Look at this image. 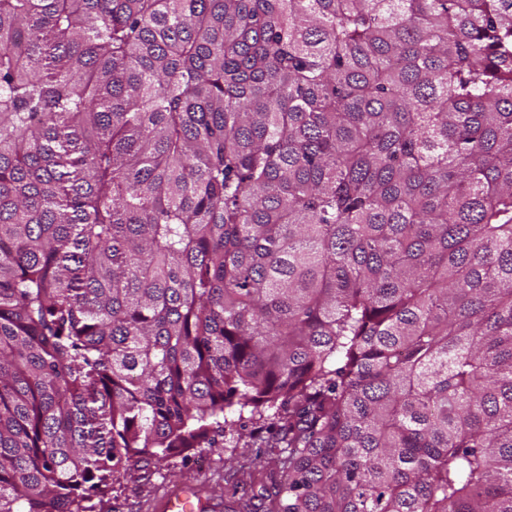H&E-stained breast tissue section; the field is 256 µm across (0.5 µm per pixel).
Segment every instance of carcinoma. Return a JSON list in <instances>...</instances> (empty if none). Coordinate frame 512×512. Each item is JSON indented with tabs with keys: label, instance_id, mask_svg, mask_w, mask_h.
Returning a JSON list of instances; mask_svg holds the SVG:
<instances>
[{
	"label": "carcinoma",
	"instance_id": "1",
	"mask_svg": "<svg viewBox=\"0 0 512 512\" xmlns=\"http://www.w3.org/2000/svg\"><path fill=\"white\" fill-rule=\"evenodd\" d=\"M226 432L512 512V0H0V512Z\"/></svg>",
	"mask_w": 512,
	"mask_h": 512
}]
</instances>
